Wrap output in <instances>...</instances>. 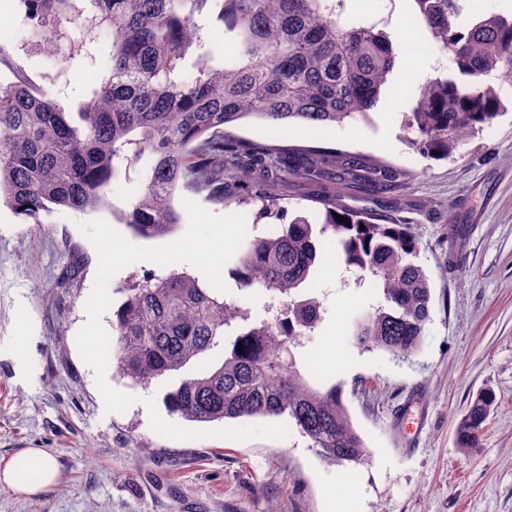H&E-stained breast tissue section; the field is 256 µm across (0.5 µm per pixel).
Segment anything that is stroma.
Segmentation results:
<instances>
[{"mask_svg": "<svg viewBox=\"0 0 512 512\" xmlns=\"http://www.w3.org/2000/svg\"><path fill=\"white\" fill-rule=\"evenodd\" d=\"M15 19L8 41L28 75L52 77L66 111L90 99L108 73L100 43L58 74L46 46L30 39L17 0H0ZM435 57L414 70L395 66L390 88L366 118L345 126L308 123L273 129L249 118L234 136L327 156L383 161V186L338 189L344 205L383 223H407L431 285L430 320L406 358L358 347L355 318L379 293L342 262L327 259L305 286L324 319L295 350L319 388L341 383L368 460L330 465L295 425L279 419L197 423L172 414L165 393L179 374L149 386L120 376L101 357L125 287L149 265L176 270L249 314L280 297L239 290L230 271L244 237L267 235L271 221L253 205L221 207L175 194L184 219L171 236L144 239L112 212L139 193L142 166L113 182L107 207L66 210L32 224L0 204V467L30 448L54 459L56 482L34 496L0 484V512H512V108L445 160L403 139L409 109L395 85L437 76ZM284 221L313 216L330 182H264ZM225 240L217 262L203 263ZM496 395L482 445L463 453L454 423L481 389Z\"/></svg>", "mask_w": 512, "mask_h": 512, "instance_id": "35a3bbf8", "label": "stroma"}]
</instances>
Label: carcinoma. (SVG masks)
Segmentation results:
<instances>
[{"label":"carcinoma","instance_id":"cac0c4a2","mask_svg":"<svg viewBox=\"0 0 512 512\" xmlns=\"http://www.w3.org/2000/svg\"><path fill=\"white\" fill-rule=\"evenodd\" d=\"M29 36L58 49L71 40L75 0H18ZM85 27L112 32L104 46L109 76L93 91L94 107L65 118L50 87L14 66L0 44V197L13 213L43 223L63 210H96L121 170L140 161L144 181L119 223L143 238L182 223L176 190L188 199L239 206L261 203L259 215L282 209L247 182L261 164L275 181H322L330 160L317 151L298 162L275 144L241 141L229 127L248 118L272 128L303 123L343 126L368 114L388 82L399 50L366 19L346 21L339 0H86ZM434 50L455 73L428 80L404 113L403 136L418 151L445 159L464 139L493 124L512 86V18L478 13L459 24V0H412ZM210 16L224 34V60L202 47L197 18ZM121 26L112 27L114 17ZM242 194L224 196V176ZM340 179L392 177L380 162H352ZM313 218L298 216L275 235L243 242L234 274L240 289L288 298L274 318L250 317L184 273L157 276L127 289L115 313L107 352L117 371L140 385L180 372L228 340L217 367L199 368L167 392L169 410L207 423L283 418L331 465L361 464L366 445L342 400V387L312 386L293 349L322 321L318 298L295 297L322 261L320 238L348 269L371 277L381 300L355 326L362 347L408 355L430 321L431 287L414 262L421 241L408 224H381L330 192ZM345 221L340 222L337 216ZM320 228H314V225ZM243 351H238V345ZM495 396L482 391L456 419L458 448L480 447Z\"/></svg>","mask_w":512,"mask_h":512}]
</instances>
